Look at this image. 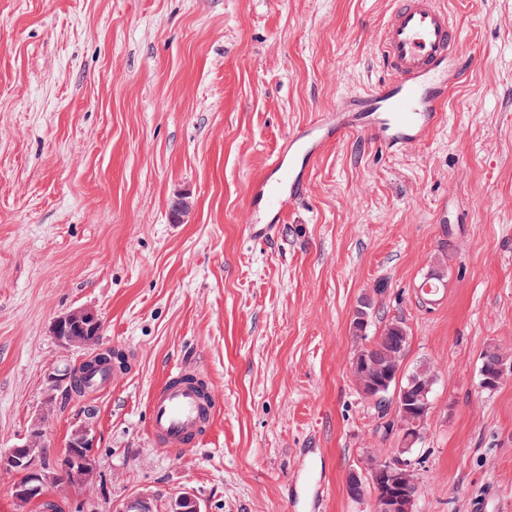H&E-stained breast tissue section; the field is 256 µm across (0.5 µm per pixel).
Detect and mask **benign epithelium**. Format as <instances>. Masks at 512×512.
<instances>
[{"label": "benign epithelium", "instance_id": "obj_1", "mask_svg": "<svg viewBox=\"0 0 512 512\" xmlns=\"http://www.w3.org/2000/svg\"><path fill=\"white\" fill-rule=\"evenodd\" d=\"M84 321L97 327L102 326L99 313L91 307H78L56 317L51 333L60 347L65 350L84 352L81 360L72 368L62 372L52 370L47 375L51 388L69 380H75L80 373L96 365L112 362V350L86 351V344L77 336L68 332L73 322ZM391 358L394 364L386 379L380 381L376 391L386 392L391 380L399 379L402 373L400 362L404 361L402 341L394 342ZM483 366L480 388L494 386L496 380L506 375L508 368L498 363L491 353L482 355ZM430 387L419 382L410 383L406 388L395 387L393 400L395 408L406 414L423 413L432 402L428 400ZM425 431L420 428L410 430L403 441V447L388 458H376L369 455L357 468L351 469L346 477V492L349 498L360 502L365 494H370L373 512H415L417 485L405 482L408 475L415 473L413 446L424 438ZM45 433L42 428L31 429L24 442L6 452H0V473L15 477L12 487L13 498L17 502H35L47 497L49 491L64 481L71 486H89L98 474V461L95 453V435L87 423L76 426L68 436L59 456L60 466L48 468L40 463L43 454ZM173 512H204L198 498L185 491L172 502ZM118 512H154V503L145 494L128 498Z\"/></svg>", "mask_w": 512, "mask_h": 512}]
</instances>
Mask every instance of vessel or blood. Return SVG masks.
<instances>
[{
  "instance_id": "b4317fda",
  "label": "vessel or blood",
  "mask_w": 512,
  "mask_h": 512,
  "mask_svg": "<svg viewBox=\"0 0 512 512\" xmlns=\"http://www.w3.org/2000/svg\"><path fill=\"white\" fill-rule=\"evenodd\" d=\"M459 28L439 0H399L381 31L379 56L387 78L372 92L336 110L335 123L313 121L289 134L267 170L248 187L255 215L248 230L262 238L274 231L285 206L305 195L308 171L324 146L352 130L367 132L387 148L424 141L438 124L448 98L446 71ZM148 436L158 447L184 450L210 432L216 394L207 373L185 364L168 374L149 397ZM315 472L299 480L304 505L318 512L323 498Z\"/></svg>"
}]
</instances>
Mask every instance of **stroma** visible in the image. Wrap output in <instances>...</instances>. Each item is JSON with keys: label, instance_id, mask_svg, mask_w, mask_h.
<instances>
[{"label": "stroma", "instance_id": "obj_1", "mask_svg": "<svg viewBox=\"0 0 512 512\" xmlns=\"http://www.w3.org/2000/svg\"><path fill=\"white\" fill-rule=\"evenodd\" d=\"M442 2L471 66L441 124L397 152L347 133L255 238L249 183L296 128L385 79L393 0H0V450L38 422L53 458L89 423L99 473L55 488L63 512L137 494L165 512L186 490L204 512H306L291 481L310 463L321 512H371L346 475L400 440L352 380L365 303L372 334L407 329L404 373L435 377L416 512H512V373L479 388L487 347L512 357V0ZM78 307L126 369L52 401L49 369L79 356L51 324ZM189 361L218 417L174 453L148 440V399Z\"/></svg>", "mask_w": 512, "mask_h": 512}]
</instances>
